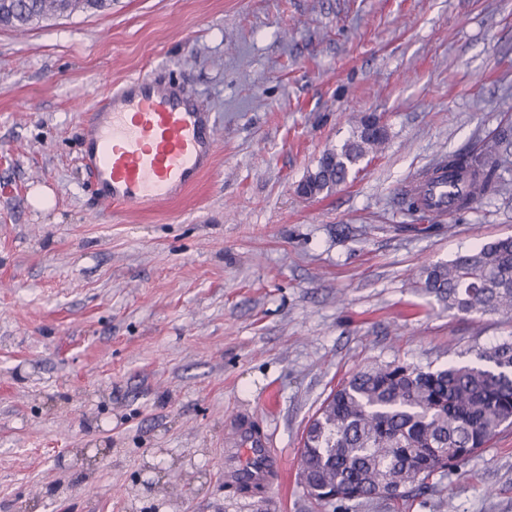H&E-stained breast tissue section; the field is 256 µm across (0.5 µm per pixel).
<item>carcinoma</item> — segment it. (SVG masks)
Returning a JSON list of instances; mask_svg holds the SVG:
<instances>
[{"label": "carcinoma", "instance_id": "carcinoma-1", "mask_svg": "<svg viewBox=\"0 0 512 512\" xmlns=\"http://www.w3.org/2000/svg\"><path fill=\"white\" fill-rule=\"evenodd\" d=\"M112 0H0V26L24 30L39 20L76 13H105ZM359 118L352 135L322 153L304 181L317 196L346 182L387 140L386 128L368 136ZM450 171L469 176L462 206L502 190L497 148L452 154ZM422 291L466 315L512 316V237L497 239L445 262L424 266ZM474 359L431 369L393 361L375 364L343 380L303 435L302 482L317 501L409 497L436 473L484 447L502 426L512 425V342L469 350Z\"/></svg>", "mask_w": 512, "mask_h": 512}]
</instances>
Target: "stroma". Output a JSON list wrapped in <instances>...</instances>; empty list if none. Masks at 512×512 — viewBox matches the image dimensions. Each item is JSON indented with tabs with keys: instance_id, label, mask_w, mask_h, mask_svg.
I'll list each match as a JSON object with an SVG mask.
<instances>
[{
	"instance_id": "35a3bbf8",
	"label": "stroma",
	"mask_w": 512,
	"mask_h": 512,
	"mask_svg": "<svg viewBox=\"0 0 512 512\" xmlns=\"http://www.w3.org/2000/svg\"><path fill=\"white\" fill-rule=\"evenodd\" d=\"M138 75L178 80L218 148L198 185L126 215L95 203L79 115ZM365 114L384 145L299 196ZM500 136L503 192L432 224L399 206L421 169ZM507 236L512 0H112L0 28V512H512V427L404 500L317 502L298 476L353 372L512 340V319L415 284ZM241 412L286 457L278 492L224 484Z\"/></svg>"
}]
</instances>
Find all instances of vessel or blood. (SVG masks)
<instances>
[{
  "label": "vessel or blood",
  "instance_id": "1",
  "mask_svg": "<svg viewBox=\"0 0 512 512\" xmlns=\"http://www.w3.org/2000/svg\"><path fill=\"white\" fill-rule=\"evenodd\" d=\"M84 168L104 207L142 212L181 196L207 171L215 156L217 132L209 113L199 111L174 82L129 78L91 101L80 115ZM464 182L442 165L411 180L425 209L452 214ZM282 455L249 416L228 423L224 437V482L241 497L280 484Z\"/></svg>",
  "mask_w": 512,
  "mask_h": 512
}]
</instances>
